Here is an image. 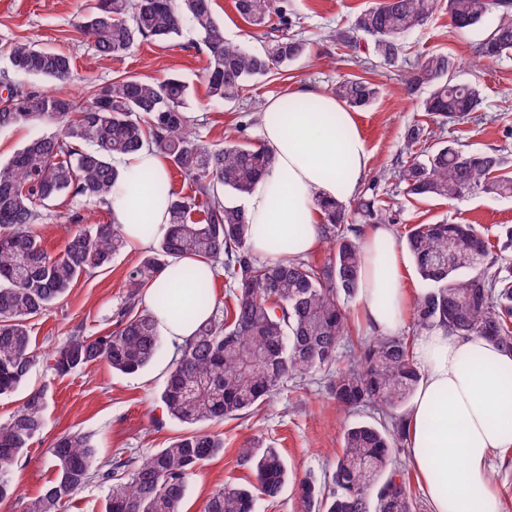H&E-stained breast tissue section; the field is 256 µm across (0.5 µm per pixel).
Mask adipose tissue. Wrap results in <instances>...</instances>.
I'll return each mask as SVG.
<instances>
[{
	"label": "adipose tissue",
	"instance_id": "ef3b65f1",
	"mask_svg": "<svg viewBox=\"0 0 512 512\" xmlns=\"http://www.w3.org/2000/svg\"><path fill=\"white\" fill-rule=\"evenodd\" d=\"M288 98L312 108L289 113L282 124L275 119L280 100L266 104L261 138L274 162L241 203L247 220L262 229L251 240L254 254L271 261L304 257L320 247L322 203L350 201L370 159L357 115L345 102L308 85L291 87ZM121 168L136 181L116 185L109 206L127 247L144 249L169 230L167 198L154 191L168 177V162L144 148L125 157ZM361 245L360 315L371 332L389 336L413 302L405 283L407 256L383 224L366 227ZM164 290L171 299L156 313L158 332L180 344L212 312L202 310L194 323L183 319L190 287L173 283L166 270L147 294ZM415 356L422 378L407 412L406 448L432 512H500L489 470L494 453L512 447V354L484 339L436 328L422 333Z\"/></svg>",
	"mask_w": 512,
	"mask_h": 512
}]
</instances>
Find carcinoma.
Instances as JSON below:
<instances>
[{"label":"carcinoma","instance_id":"carcinoma-1","mask_svg":"<svg viewBox=\"0 0 512 512\" xmlns=\"http://www.w3.org/2000/svg\"><path fill=\"white\" fill-rule=\"evenodd\" d=\"M442 4L459 33L478 26L491 11L498 15L472 67L512 55V0H381L337 30L336 44L362 47L376 62L393 65L403 56L405 40ZM233 6L241 19L263 30L264 49L228 42L212 0H95L74 28L97 55L112 59L143 42L167 44L192 31L207 55V105L218 107L242 97L248 83L286 72L310 55L309 43L293 31L299 17L290 0H234ZM274 31L279 35L271 36ZM8 60L10 73L0 75L6 92L0 129L46 124L55 132L31 139L0 163V396L16 391L33 366V319L46 314L82 275L108 267L125 247L112 222L69 231L62 254L48 255L35 230L48 203L69 195L87 205L108 204L122 176L116 161L148 146L167 158L190 192L165 190L170 231L127 280L114 328L101 336L69 337L53 357L56 374L97 362L123 374L149 366L163 340L155 313L139 308L140 297L169 268L172 278L193 283L186 313L211 304L210 282L191 269L172 267L178 257H199L223 269L227 300L222 315H212L176 347L160 393L166 414L187 425L240 418L284 383L301 382L336 364L328 384L331 397L372 414L373 422L346 430L330 480L300 482V512H417L410 481L392 458L406 443V404L421 376L414 344L399 335L353 338L346 307L358 293L363 262L356 225L399 223L382 206L375 186H368L371 195L347 206L321 205L318 230L333 245L323 263L261 261L250 247L257 226L235 199L252 191L273 157L261 144L207 145L190 132L191 91L184 80L118 77L93 86L90 98L80 102L53 90L25 88L10 77L65 83L71 56L16 41ZM459 68L455 56L436 50L417 57L406 78L424 116L441 130L478 119L483 108L479 87L458 80ZM330 91L353 108L370 106L382 93L356 75L338 79ZM426 131L420 124L408 127L400 148L397 177L407 196L448 202L477 194L512 198L505 156L464 150L448 140L429 146ZM406 248L426 285L414 307L415 330L446 327L511 354L512 268L490 272L497 258L485 235L473 224L442 219L415 225ZM44 409L45 393L33 391L0 423V501L15 494L9 470L41 434ZM223 451V438L192 430L138 460L117 456L101 463L88 435L65 432L48 448L55 476L36 497L21 502V512H58L95 478L108 484L106 512H180L188 479ZM236 462L256 484L224 485L212 492L204 512H256L258 499L276 498L290 478L279 449L258 441L239 449Z\"/></svg>","mask_w":512,"mask_h":512}]
</instances>
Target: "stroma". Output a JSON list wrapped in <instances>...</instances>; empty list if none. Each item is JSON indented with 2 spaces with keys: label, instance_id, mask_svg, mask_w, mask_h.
Here are the masks:
<instances>
[{
  "label": "stroma",
  "instance_id": "obj_1",
  "mask_svg": "<svg viewBox=\"0 0 512 512\" xmlns=\"http://www.w3.org/2000/svg\"><path fill=\"white\" fill-rule=\"evenodd\" d=\"M92 2L0 0V72L9 68V44L21 40L69 53L74 68L68 88L78 95L86 94L91 85L117 77L162 79L178 75L194 93L192 130L210 144L239 135L260 142V115L268 99L283 97L294 84L328 88L339 77L361 75L382 89L375 102L359 111L358 118L370 153L366 177L376 181L383 203L401 214L400 223L391 227L394 239H404L414 225L447 218L475 225L494 244L502 226H512V199L472 196L450 204L438 199L414 200L404 196L394 175L401 161L399 150L405 131L422 118L415 97L405 88L409 65L420 54L438 49L459 58L462 66L458 79L477 81L484 97L482 123L465 120L451 125L444 133L445 139H457L465 150H495L512 161V137L502 134L503 129H512V57L487 62L476 72L468 66L476 57L480 41L495 26L496 14H488L471 32L457 35L451 32L447 15L436 13L407 40L403 62L371 65L364 62L363 52L336 46L331 35L375 0H293L301 18L302 35L311 44L310 57L295 63L287 77H270L251 87L239 100L206 108L202 105L206 54L192 47V34L168 46L142 43L122 59L101 58L73 27L76 16ZM74 219L84 227L112 221L105 206L89 208L69 196L58 197L36 227L49 255L62 252L65 227ZM142 257V252L122 250L107 269L83 275L49 312L34 319L32 345L37 360L25 385L12 395L0 397L3 422L31 391L42 389L47 395L43 432L13 469L19 498L37 496L53 477L47 448L63 432L91 435L104 461L116 456L141 458L189 432V425L164 418L159 403L173 353L171 344H164L162 353L134 374L112 371L107 363L99 362L60 376L48 360L55 348L73 334L98 336L113 329L126 294L124 285ZM329 379V374L322 372L300 383L288 382L254 414L203 423L204 431L223 438L224 451L189 479L182 512H204L208 497L224 484L253 482V475L236 464L239 448L253 440L279 448L297 480L308 476L319 481L328 479L345 428L368 418L367 413H353L336 404L328 394Z\"/></svg>",
  "mask_w": 512,
  "mask_h": 512
}]
</instances>
